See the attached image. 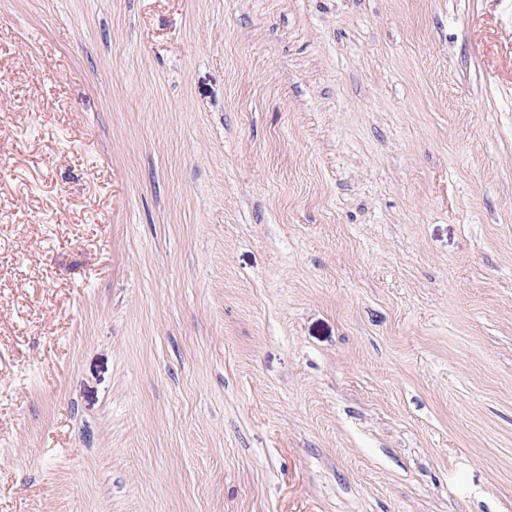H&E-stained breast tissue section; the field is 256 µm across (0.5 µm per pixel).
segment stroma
Segmentation results:
<instances>
[{
	"instance_id": "35a3bbf8",
	"label": "stroma",
	"mask_w": 512,
	"mask_h": 512,
	"mask_svg": "<svg viewBox=\"0 0 512 512\" xmlns=\"http://www.w3.org/2000/svg\"><path fill=\"white\" fill-rule=\"evenodd\" d=\"M0 512H512L502 0H0Z\"/></svg>"
}]
</instances>
